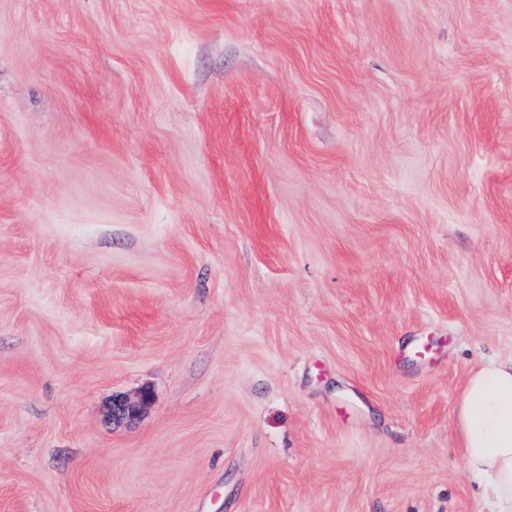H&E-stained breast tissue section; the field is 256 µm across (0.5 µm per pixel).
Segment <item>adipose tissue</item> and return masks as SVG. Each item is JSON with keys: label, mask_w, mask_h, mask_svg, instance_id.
Wrapping results in <instances>:
<instances>
[{"label": "adipose tissue", "mask_w": 512, "mask_h": 512, "mask_svg": "<svg viewBox=\"0 0 512 512\" xmlns=\"http://www.w3.org/2000/svg\"><path fill=\"white\" fill-rule=\"evenodd\" d=\"M462 457L481 480L489 512H512V360H488L468 377L458 409Z\"/></svg>", "instance_id": "ef3b65f1"}]
</instances>
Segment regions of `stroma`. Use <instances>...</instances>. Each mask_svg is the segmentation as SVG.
<instances>
[{
    "label": "stroma",
    "instance_id": "stroma-1",
    "mask_svg": "<svg viewBox=\"0 0 512 512\" xmlns=\"http://www.w3.org/2000/svg\"><path fill=\"white\" fill-rule=\"evenodd\" d=\"M489 357L512 0H0V512H481Z\"/></svg>",
    "mask_w": 512,
    "mask_h": 512
}]
</instances>
